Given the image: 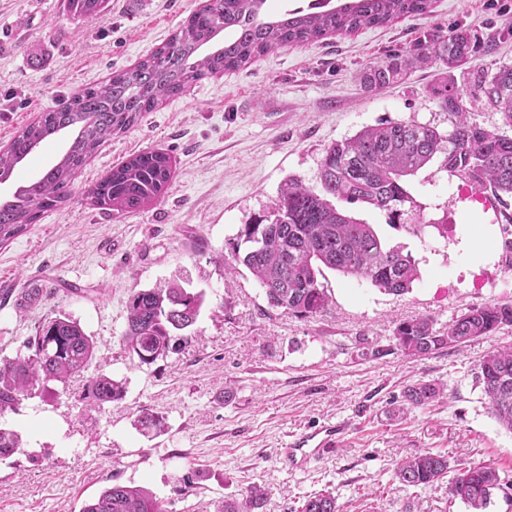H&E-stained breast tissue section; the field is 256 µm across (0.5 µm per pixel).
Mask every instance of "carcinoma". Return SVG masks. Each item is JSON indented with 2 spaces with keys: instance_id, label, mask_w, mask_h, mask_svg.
<instances>
[{
  "instance_id": "cac0c4a2",
  "label": "carcinoma",
  "mask_w": 512,
  "mask_h": 512,
  "mask_svg": "<svg viewBox=\"0 0 512 512\" xmlns=\"http://www.w3.org/2000/svg\"><path fill=\"white\" fill-rule=\"evenodd\" d=\"M267 0H212L192 13L169 39L131 69L118 70L103 83L86 86L37 122L22 128L0 152V184L38 145L65 130H75L62 157L33 182L19 186L0 203V244L16 237L44 212L66 201L69 187L87 159L112 135L129 129L143 112L181 95L206 77L238 69L254 58L288 43L318 41L332 33H351L424 14L431 0H344L317 12L285 11L266 16ZM110 0H66L67 11L86 21L103 19ZM224 34V45L208 54L199 50ZM478 45L468 29L455 28L448 39L414 55L419 62L440 61L450 68L470 59ZM405 64L392 59L369 67L364 82L384 88L402 80ZM480 90L512 124V67L501 66L480 80ZM442 107L455 116L452 132L442 135L428 125L380 123L330 145L321 163V190L297 179L280 188L271 210L242 225L233 246L235 263L247 268L264 290L268 304L296 317L324 311L329 295L319 281L328 269L369 281L397 296L412 290L420 273L411 253L382 244L371 225L337 208L331 199L362 203L387 212L390 223H401L405 204H414L406 178L439 154L450 173H461L488 185L498 199L512 197V138L465 121L460 94L448 86L436 89ZM172 180L170 157L159 151L137 153L116 167L91 191L97 206L136 212L164 198ZM203 305V294L179 281L165 288L134 291L127 303L123 341L142 364H152L175 347V332L192 326ZM512 325V305L486 303L467 309L439 335L433 319L419 316L399 323L394 331L406 355L421 358L448 346L491 336ZM28 354L0 362V413L13 410L38 391L50 394L51 382L62 384L81 374L95 357V344L78 321L59 315L45 320L26 342ZM495 418L512 432V347L487 353L476 368ZM87 390L97 404L119 401L124 384L99 374ZM432 382H418L404 391L412 408H422L443 394ZM21 447L20 435L0 427V457ZM404 487H432L448 479V491L474 512H484L494 491L502 488L492 466L450 467L448 456L423 451L403 459L396 472ZM264 494L252 487L241 500L224 501L223 512H257ZM80 512H167L145 487L115 484L84 504ZM301 512H340L329 491L306 497Z\"/></svg>"
}]
</instances>
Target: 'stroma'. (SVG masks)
<instances>
[{
  "label": "stroma",
  "mask_w": 512,
  "mask_h": 512,
  "mask_svg": "<svg viewBox=\"0 0 512 512\" xmlns=\"http://www.w3.org/2000/svg\"><path fill=\"white\" fill-rule=\"evenodd\" d=\"M209 0H149L140 9L112 0L104 19L83 22L65 0H0V149L41 112L111 72L134 66ZM464 27L481 47L455 68L415 67L382 89L364 86L368 67L409 57ZM492 53H484V46ZM42 59L39 69L29 56ZM512 66V0H432L408 15L316 42L285 45L141 113L113 135L76 177L71 197L0 245V360L25 353L45 320L65 313L96 343L83 376L53 383L48 396L22 399L0 415L22 446L0 457V512H80L107 486H143L167 512H222L254 485L261 512H300L311 493L333 492L342 512H470L448 492L402 486L400 459L422 450L451 465L495 467L503 487L486 512H512V433L492 415L475 369L512 345V325L426 358L407 356L396 326L428 315L437 332L486 303L512 304V203L488 204L478 184L450 174L435 157L408 180L418 209L400 225L365 204H344L387 245H402L420 279L410 293L386 294L329 271L326 309L300 318L268 305L232 243L251 216L268 211L284 181L320 185L326 148L366 126L419 123L453 128L438 87L461 96L470 124L512 137V124L486 102L484 74ZM72 139L41 146L0 185V200L53 165ZM148 149L168 153L175 175L163 200L132 213L94 205L89 192L113 167ZM486 236L487 256L466 243ZM203 292L195 323L175 350L150 365L123 342L132 291L175 273ZM123 381L122 400L96 405L87 377ZM444 383L439 401L395 412L408 386ZM158 428L136 424L141 410ZM325 425L344 429L331 452L291 466L296 436Z\"/></svg>",
  "instance_id": "stroma-1"
}]
</instances>
